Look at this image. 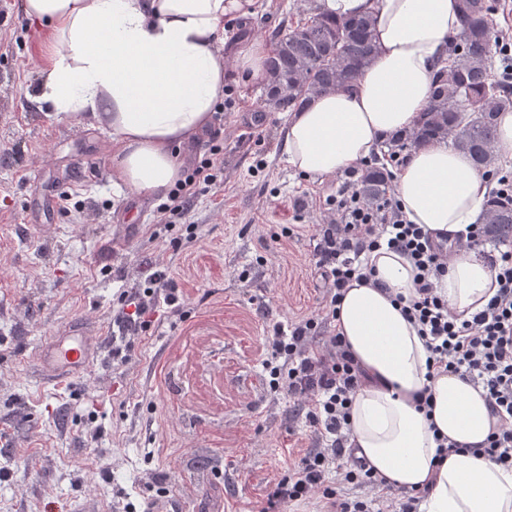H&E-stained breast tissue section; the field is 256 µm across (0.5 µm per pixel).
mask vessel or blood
Returning <instances> with one entry per match:
<instances>
[{
	"instance_id": "b4317fda",
	"label": "vessel or blood",
	"mask_w": 512,
	"mask_h": 512,
	"mask_svg": "<svg viewBox=\"0 0 512 512\" xmlns=\"http://www.w3.org/2000/svg\"><path fill=\"white\" fill-rule=\"evenodd\" d=\"M98 353L96 341L75 336L43 345L38 359L51 379L64 380L89 371L97 361Z\"/></svg>"
}]
</instances>
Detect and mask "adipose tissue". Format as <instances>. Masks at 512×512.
Listing matches in <instances>:
<instances>
[{"label":"adipose tissue","mask_w":512,"mask_h":512,"mask_svg":"<svg viewBox=\"0 0 512 512\" xmlns=\"http://www.w3.org/2000/svg\"><path fill=\"white\" fill-rule=\"evenodd\" d=\"M320 15L373 20L377 54L354 89L315 97L292 113L283 153L312 179L354 168L380 142L416 126L432 80L461 27L457 0H316ZM30 24L49 25L53 48L39 67L47 112H88L112 141V182L162 196L181 177L175 147L209 126L229 78L264 82L270 46L228 41L225 25L250 24L262 0H23ZM395 193L407 218L455 238L477 223L487 181L445 143L413 148ZM375 274L348 284L336 330L364 373L349 440L386 487L422 492L420 512H512V470L474 455L496 420L481 387L456 374L429 377V352L402 312L416 269L399 252L368 255ZM457 314L481 310L495 274L474 253L455 255L437 282ZM431 393V414L416 408ZM462 445L434 464L436 435Z\"/></svg>","instance_id":"1"}]
</instances>
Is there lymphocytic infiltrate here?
<instances>
[{"label": "lymphocytic infiltrate", "instance_id": "1", "mask_svg": "<svg viewBox=\"0 0 512 512\" xmlns=\"http://www.w3.org/2000/svg\"><path fill=\"white\" fill-rule=\"evenodd\" d=\"M205 159L175 183L164 215L181 216L198 194L215 186L223 165L220 145L205 141ZM336 216L316 234L313 257L326 289L322 304L289 327L274 325L268 343L271 392L300 400L325 446L303 458L297 470L279 481L271 504L307 499L322 492L333 512H375V501L338 494L328 485L330 474L356 486L379 488L380 482L348 446L350 404L362 373L336 331V317L351 280H369L374 271L365 256L388 247L408 257L417 270L415 294L402 311L415 326L430 353L434 374L454 373L482 387L498 425L480 452L505 468H512V246L491 257L497 291L486 306L464 319L448 307L436 283L448 272L451 252L423 225L409 221L395 194L380 201H363L352 180H345L327 199ZM184 299L165 271L149 274L142 287L121 299L120 315L127 328L149 329L157 307L168 317L181 314Z\"/></svg>", "mask_w": 512, "mask_h": 512}]
</instances>
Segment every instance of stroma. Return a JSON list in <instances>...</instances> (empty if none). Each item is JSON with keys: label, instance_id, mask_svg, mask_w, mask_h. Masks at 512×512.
<instances>
[{"label": "stroma", "instance_id": "1", "mask_svg": "<svg viewBox=\"0 0 512 512\" xmlns=\"http://www.w3.org/2000/svg\"><path fill=\"white\" fill-rule=\"evenodd\" d=\"M315 4L267 0L250 30L226 34L273 42ZM50 43L22 0H0V512H120L124 499L138 512H264L322 446L305 409L270 391L266 336L322 301L313 236L344 177L289 168L287 113L234 80L212 122L224 182L164 227L160 197L113 185L106 130L35 103ZM190 224L196 242L179 245ZM152 267L173 279L183 315L129 334L127 363L114 362L119 298ZM68 327L99 359L52 383L37 350ZM169 478L176 491L160 495Z\"/></svg>", "mask_w": 512, "mask_h": 512}]
</instances>
